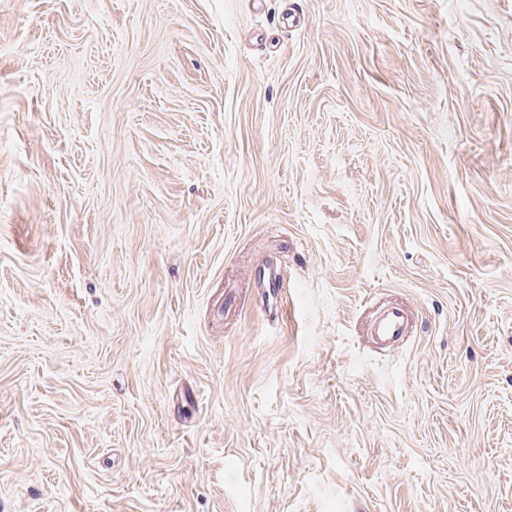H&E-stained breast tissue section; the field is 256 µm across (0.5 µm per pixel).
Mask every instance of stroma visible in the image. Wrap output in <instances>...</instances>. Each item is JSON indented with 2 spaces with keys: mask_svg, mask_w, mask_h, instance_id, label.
<instances>
[{
  "mask_svg": "<svg viewBox=\"0 0 512 512\" xmlns=\"http://www.w3.org/2000/svg\"><path fill=\"white\" fill-rule=\"evenodd\" d=\"M0 512H512V0H0ZM407 334L408 318L405 311L397 306H389L371 327V335L378 344L386 347L396 346Z\"/></svg>",
  "mask_w": 512,
  "mask_h": 512,
  "instance_id": "1",
  "label": "stroma"
}]
</instances>
